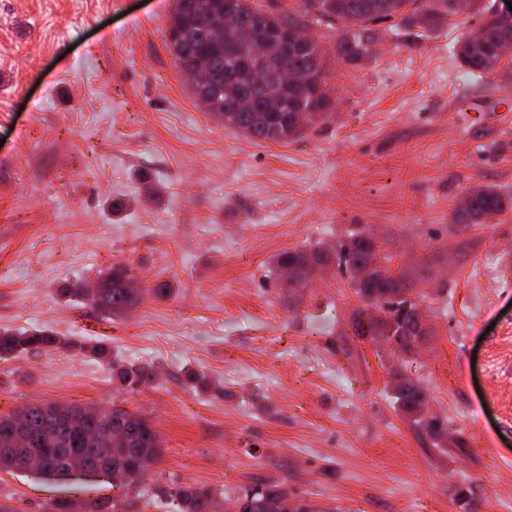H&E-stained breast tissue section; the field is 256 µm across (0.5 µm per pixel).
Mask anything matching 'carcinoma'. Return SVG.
I'll use <instances>...</instances> for the list:
<instances>
[{"label":"carcinoma","mask_w":512,"mask_h":512,"mask_svg":"<svg viewBox=\"0 0 512 512\" xmlns=\"http://www.w3.org/2000/svg\"><path fill=\"white\" fill-rule=\"evenodd\" d=\"M421 0H304L306 10L319 15V22L333 27L344 25L343 36L336 43V55L347 63L362 61L368 54L369 46L363 32L370 23L391 20L408 10V5ZM232 9L241 24L249 28L253 38L247 42L238 39L233 29L224 28V10ZM457 0H436L431 10L418 8L412 15L403 17L416 27H434L437 18L456 12ZM296 22L266 12L252 3V0H176L168 27L167 49L177 67L182 71H200L202 82L191 87L196 97L209 98V111L224 118V125L239 130L254 139L273 143H285L300 136L304 127L297 114L307 112L312 120H318L329 109L331 100L327 91L326 74L328 62L326 51L317 43L290 42L288 56L305 75L301 85L283 91L284 106L279 112H270L258 102L249 112H226L239 92L254 81L253 75L240 68L235 76L225 75L224 46L232 47L235 59L252 57L257 44H262L267 68H275L281 55L283 42L275 39L279 29L294 26ZM503 38L494 21L483 25V37L475 43L466 39L459 45L457 55L463 65L484 72H494L502 60L498 46ZM512 209V198L501 194L495 187L488 186L474 198L460 203L454 216L455 224H488L497 216ZM315 258L318 263L337 264L349 276V282L361 299H375L380 315L373 319V325L384 328L393 320L410 323L409 313L401 303L391 301L395 288L401 281L386 267L374 273L366 281L356 278L357 268L368 258L370 242L366 235L357 234L339 243L332 254L318 250L312 256L303 251L284 253L279 265L284 267ZM134 281L129 269L122 265L113 266L99 283L100 297L93 305L107 314L116 316L123 313L138 299L139 289L130 288ZM65 344L61 337L46 329H34L21 333L0 334V358H17L24 353L40 349H52ZM112 372L131 388L152 381V372L145 368L112 366ZM418 387L395 388V399L402 410L414 417V422L423 426L432 435L440 434V422L428 420L418 409ZM51 404L31 403L13 413L0 414V431L6 429L11 420L19 415L28 418L31 442L30 452L40 459L35 468L44 479L65 477V469L73 462L95 467L104 462H115L134 468L146 458L156 461L160 448L155 445L156 432L149 419L123 408H101L100 419L85 423L68 435L66 447L57 445V438L45 429L44 418L50 413ZM125 430L129 444L125 448H114L106 441V430ZM286 492L282 485L259 482L243 497L251 500L252 512H264L265 502ZM174 501L175 512H216L219 508L217 493L205 486H183L167 492ZM241 497V498H243ZM236 498V501H241ZM125 500L119 496H105L86 505V512H124Z\"/></svg>","instance_id":"obj_1"}]
</instances>
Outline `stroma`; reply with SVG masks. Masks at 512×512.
Here are the masks:
<instances>
[{
    "instance_id": "1",
    "label": "stroma",
    "mask_w": 512,
    "mask_h": 512,
    "mask_svg": "<svg viewBox=\"0 0 512 512\" xmlns=\"http://www.w3.org/2000/svg\"><path fill=\"white\" fill-rule=\"evenodd\" d=\"M173 4L0 0V328L70 342L0 360V413L61 402L149 418L161 453L126 512L159 486L233 499L259 480L344 512H512V212L452 221L471 190L512 196V51L491 74L456 55L512 8L372 25L350 64L302 0H258L331 53L327 114L273 144L194 96L165 43ZM358 232L411 285L427 322L413 354L356 336L368 305L337 266L280 278L283 253ZM116 264L142 291L127 313L60 298ZM164 281L171 296L155 298ZM115 362L155 378L128 388ZM400 377L443 435L396 404ZM112 493L0 472L16 512Z\"/></svg>"
}]
</instances>
